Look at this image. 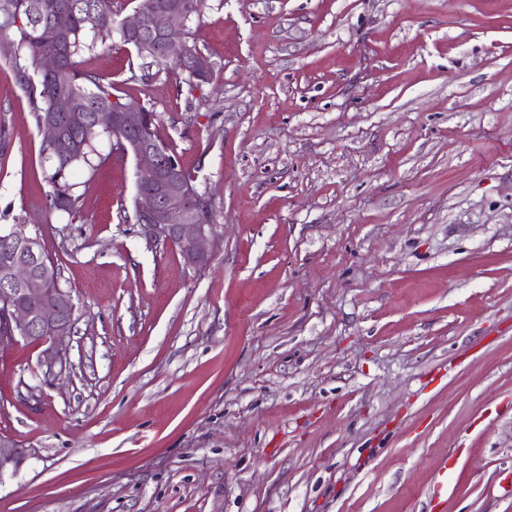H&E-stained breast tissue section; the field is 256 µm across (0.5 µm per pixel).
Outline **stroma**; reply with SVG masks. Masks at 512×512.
Segmentation results:
<instances>
[{
	"instance_id": "obj_1",
	"label": "stroma",
	"mask_w": 512,
	"mask_h": 512,
	"mask_svg": "<svg viewBox=\"0 0 512 512\" xmlns=\"http://www.w3.org/2000/svg\"><path fill=\"white\" fill-rule=\"evenodd\" d=\"M209 82L77 67L158 116L221 244L150 245L135 168L50 165L0 50V229L76 304L0 348V512H512V0H204ZM96 149L93 144L80 146L77 151L68 158H59L56 156L50 146L43 143L42 155L45 162L50 163V173L47 175V181L51 184L53 191L50 195L51 206L60 212L72 213L76 210L80 201V196L74 194V186L70 183V176L73 168L79 165L87 167L90 171H95V166L104 163L107 157H99V164L94 165L91 162V156L95 154Z\"/></svg>"
}]
</instances>
